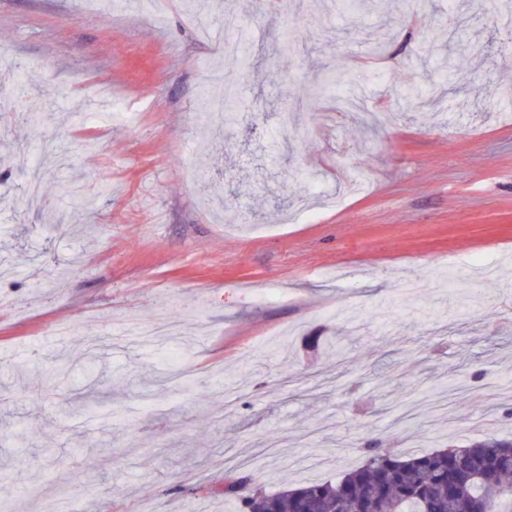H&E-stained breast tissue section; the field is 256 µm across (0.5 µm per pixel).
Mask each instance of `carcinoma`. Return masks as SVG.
Listing matches in <instances>:
<instances>
[{
	"label": "carcinoma",
	"instance_id": "1",
	"mask_svg": "<svg viewBox=\"0 0 512 512\" xmlns=\"http://www.w3.org/2000/svg\"><path fill=\"white\" fill-rule=\"evenodd\" d=\"M365 461L336 482L269 492L251 473L224 484L236 512H502L512 497V442L486 439L406 458L365 443Z\"/></svg>",
	"mask_w": 512,
	"mask_h": 512
}]
</instances>
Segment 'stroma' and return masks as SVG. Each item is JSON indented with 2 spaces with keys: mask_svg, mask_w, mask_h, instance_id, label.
Masks as SVG:
<instances>
[{
  "mask_svg": "<svg viewBox=\"0 0 512 512\" xmlns=\"http://www.w3.org/2000/svg\"><path fill=\"white\" fill-rule=\"evenodd\" d=\"M503 2L0 0V54L53 103L38 127L0 112V370L25 367L0 512L61 491L229 512L244 457L275 492L338 480L366 437L405 457L512 440ZM229 4L232 33L208 21ZM333 71L348 82L305 108ZM101 88L130 119L69 125ZM188 308L178 336L118 323Z\"/></svg>",
  "mask_w": 512,
  "mask_h": 512,
  "instance_id": "1",
  "label": "stroma"
}]
</instances>
